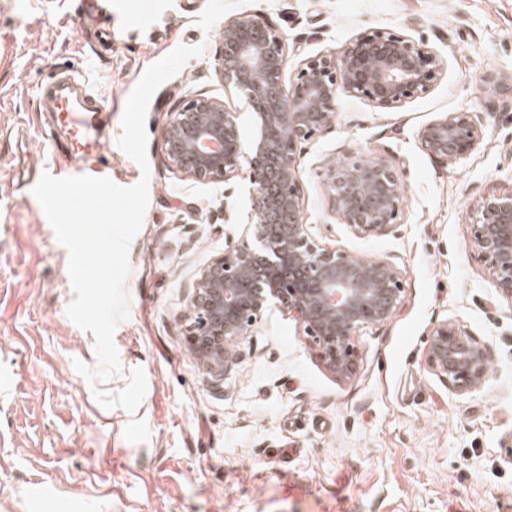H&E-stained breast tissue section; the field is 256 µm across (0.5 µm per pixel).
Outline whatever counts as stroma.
Returning a JSON list of instances; mask_svg holds the SVG:
<instances>
[{
    "label": "stroma",
    "instance_id": "1",
    "mask_svg": "<svg viewBox=\"0 0 512 512\" xmlns=\"http://www.w3.org/2000/svg\"><path fill=\"white\" fill-rule=\"evenodd\" d=\"M262 14L286 36L285 81L302 59L340 55L359 33L388 28L444 61L426 96L381 110L340 94L330 129L300 149L303 218L322 245L393 257L403 274L393 319L355 338L359 371L338 381L286 310L243 339L231 378L188 350V297L248 209L242 181L173 173L162 129L197 93L220 99L214 70L225 18ZM202 46L156 91L147 112L149 205L129 249L128 316L114 333L125 371L143 368L135 413L96 400L75 361L99 369L92 333L66 314L67 264L31 180L60 136L36 85L95 62L93 90L112 110V179L136 184L119 147L128 95L178 45ZM225 98V97H224ZM479 112L486 136L442 168L418 130L446 113ZM385 155L402 177L404 218L363 239L335 214L324 164ZM512 190V0H0V512H512V301L469 243V216ZM484 346L490 373L459 395L424 364L440 321Z\"/></svg>",
    "mask_w": 512,
    "mask_h": 512
}]
</instances>
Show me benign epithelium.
I'll use <instances>...</instances> for the list:
<instances>
[{"mask_svg": "<svg viewBox=\"0 0 512 512\" xmlns=\"http://www.w3.org/2000/svg\"><path fill=\"white\" fill-rule=\"evenodd\" d=\"M285 35L256 14L224 20L214 70L224 94L241 96L251 132L224 101L198 93L170 111L163 128L169 168L202 183L248 182L250 209L237 239L201 269L189 297L186 342L201 364L223 380L240 363L239 341L271 306L288 311L324 368L339 381L358 370L354 336L389 322L404 292L389 257L357 258L319 244L303 222L298 145L335 120L342 93L381 110L428 94L443 74L442 59L389 29L363 32L341 55L302 60L284 84ZM485 129L475 112H450L418 131L428 155L444 168L465 161ZM335 213L360 237H381L400 224L406 199L399 172L384 156L356 154L322 172ZM470 242L501 294L512 299V190L479 200ZM425 363L458 394L489 376L484 347L455 323L437 324Z\"/></svg>", "mask_w": 512, "mask_h": 512, "instance_id": "1", "label": "benign epithelium"}]
</instances>
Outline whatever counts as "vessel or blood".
Here are the masks:
<instances>
[{
    "instance_id": "b4317fda",
    "label": "vessel or blood",
    "mask_w": 512,
    "mask_h": 512,
    "mask_svg": "<svg viewBox=\"0 0 512 512\" xmlns=\"http://www.w3.org/2000/svg\"><path fill=\"white\" fill-rule=\"evenodd\" d=\"M38 93L48 97L55 126L64 142L53 153V174L64 178L72 176L71 166L81 160L87 169L98 175H107L109 163L104 156L100 123L107 104L91 91L85 70L74 71L60 82L38 86Z\"/></svg>"
}]
</instances>
